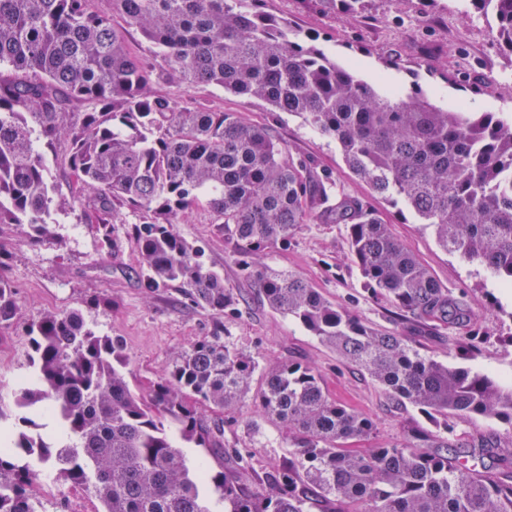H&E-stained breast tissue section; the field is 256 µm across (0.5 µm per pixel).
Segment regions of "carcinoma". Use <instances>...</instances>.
<instances>
[{
  "label": "carcinoma",
  "instance_id": "obj_1",
  "mask_svg": "<svg viewBox=\"0 0 512 512\" xmlns=\"http://www.w3.org/2000/svg\"><path fill=\"white\" fill-rule=\"evenodd\" d=\"M0 0V224L47 235L52 212L83 208L111 241L122 209L144 213L126 230L140 257L144 287L177 283L214 317L231 314L236 289L208 268L201 250L176 230L204 201L247 278L275 310L333 346L401 404L445 420L446 435L419 425L399 442L371 448L363 413L326 395L309 365L282 362L263 374L253 413L282 426L289 457L246 494L236 477L190 469L185 448H221L224 412L248 388L258 362L216 333L173 361L168 376L141 395L131 389L120 338L99 335L79 306L32 322V354L15 406L0 408L12 432L0 439V512H41L40 473L89 491L103 512H512V450L481 436L461 452L458 424L478 418L512 430V382L451 366L420 352L396 330L370 327L328 301L303 278L251 261L300 224L347 227L350 252L368 292L405 313L411 332L430 322L466 326L474 312L445 288L379 215L294 157L267 127L239 113L189 107L172 84L206 83L242 101L260 99L299 116L340 147L349 169L378 194L399 199L416 221L462 261L512 288V122L494 112H449L420 92L369 79L252 4L232 0ZM348 14L366 0H321ZM492 16L497 47L512 55V0H468ZM121 18L117 26L115 18ZM156 48L143 61L128 30ZM75 101L85 112H70ZM70 142L69 170L81 195L64 196L49 178L45 149ZM20 304L0 280V324ZM487 335L453 343L474 357ZM52 417L45 435L31 411ZM434 452L425 453L423 449ZM501 470H477L484 457Z\"/></svg>",
  "mask_w": 512,
  "mask_h": 512
}]
</instances>
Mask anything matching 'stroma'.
<instances>
[{
	"label": "stroma",
	"mask_w": 512,
	"mask_h": 512,
	"mask_svg": "<svg viewBox=\"0 0 512 512\" xmlns=\"http://www.w3.org/2000/svg\"><path fill=\"white\" fill-rule=\"evenodd\" d=\"M262 7L288 19L295 29L316 36L320 46L365 75H385L407 86L417 83L445 108L465 104L472 112H500L512 118V58L494 46V29L480 14L461 15L464 0H369L365 12L342 19L323 11L320 0H264ZM396 68H389V61ZM171 94L210 108L239 112L250 124L270 128L293 155L315 171L329 174L347 195L377 210L393 234L425 263L439 282L464 298L478 324L490 334L475 367L512 374V345L499 341L512 330V290L499 288L475 265H467L443 249L433 229L402 216L399 205L378 195L345 164L334 140L319 136L301 117L273 110L260 100L243 102L223 88L199 83L174 85ZM142 215L127 211L117 225L116 247L103 239L100 225L85 221L81 209L54 212L52 238L31 242L23 224H0V279L15 289L19 315L0 325V404L11 406L12 392L27 371L31 352L28 324L48 312L103 299L88 317L100 334L120 338L130 357L131 381L143 392L165 376L173 359L223 323L225 342L253 355L260 367L294 360L312 365L326 394L370 416L376 441L400 438L406 423L419 420L412 406L396 405L372 381L311 336L292 317L272 309L247 279L230 245L206 206H198L178 224L179 234L204 252L207 265L236 288L235 315L217 320L201 309L179 285L143 287L139 254L126 235L127 225ZM273 269L303 277L327 300L349 308L376 328L396 329L387 302L374 300L351 260L345 225L313 221L298 225L284 243L260 253ZM259 380L224 413V446L188 449L196 464L213 471L231 467L230 450L249 457L252 467L237 474L241 489L256 492L266 476L289 456L288 437L277 424L253 415ZM42 512H99L100 502L86 491L51 483L42 498Z\"/></svg>",
	"instance_id": "stroma-1"
}]
</instances>
